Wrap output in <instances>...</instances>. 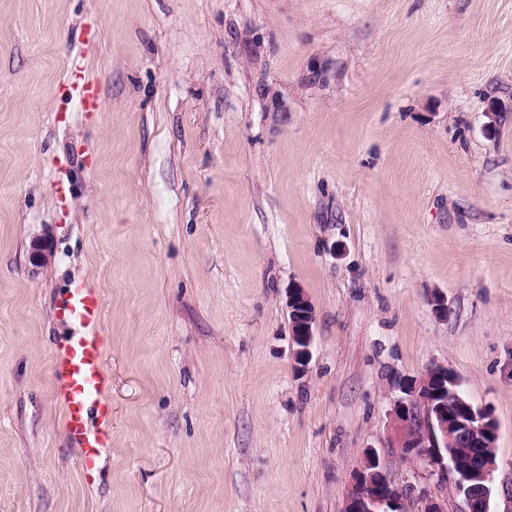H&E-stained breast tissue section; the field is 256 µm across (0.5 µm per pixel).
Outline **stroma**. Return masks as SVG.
Returning <instances> with one entry per match:
<instances>
[{
    "label": "stroma",
    "instance_id": "obj_1",
    "mask_svg": "<svg viewBox=\"0 0 512 512\" xmlns=\"http://www.w3.org/2000/svg\"><path fill=\"white\" fill-rule=\"evenodd\" d=\"M78 280L91 484L50 372ZM433 365L492 410L512 512V0H0V512H343L368 448L460 512L387 446L393 377ZM60 318L79 328L78 336L63 338L51 356L54 395L62 408V428L87 482L100 474L102 450L112 434L110 381L105 369L104 301L82 281L75 282L61 298ZM91 415L97 420L90 425ZM285 298L291 336L296 346L293 351V370L302 375L311 360L315 307L301 286L288 288Z\"/></svg>",
    "mask_w": 512,
    "mask_h": 512
}]
</instances>
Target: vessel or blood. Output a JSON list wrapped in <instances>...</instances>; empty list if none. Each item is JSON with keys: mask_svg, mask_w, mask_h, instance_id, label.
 Instances as JSON below:
<instances>
[{"mask_svg": "<svg viewBox=\"0 0 512 512\" xmlns=\"http://www.w3.org/2000/svg\"><path fill=\"white\" fill-rule=\"evenodd\" d=\"M60 318L76 325L78 335L58 341L52 351L54 395L62 408V428L70 447L79 452V467L86 481L99 473L102 450L112 434L110 381L105 369L104 301L84 282L63 295Z\"/></svg>", "mask_w": 512, "mask_h": 512, "instance_id": "vessel-or-blood-1", "label": "vessel or blood"}]
</instances>
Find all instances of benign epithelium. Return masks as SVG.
<instances>
[{
	"mask_svg": "<svg viewBox=\"0 0 512 512\" xmlns=\"http://www.w3.org/2000/svg\"><path fill=\"white\" fill-rule=\"evenodd\" d=\"M285 307L295 344L293 370L301 375L311 360L315 307L300 286L287 290ZM393 388L399 395L389 412L387 447L443 481H453L463 512H491L496 457L483 455L459 471L456 456L462 448H496L498 423L493 413L474 404L446 366L434 365L419 378H399ZM414 498L425 503L423 512H447L427 487L396 485L385 461L369 450L352 475L344 512H409Z\"/></svg>",
	"mask_w": 512,
	"mask_h": 512,
	"instance_id": "benign-epithelium-1",
	"label": "benign epithelium"
}]
</instances>
